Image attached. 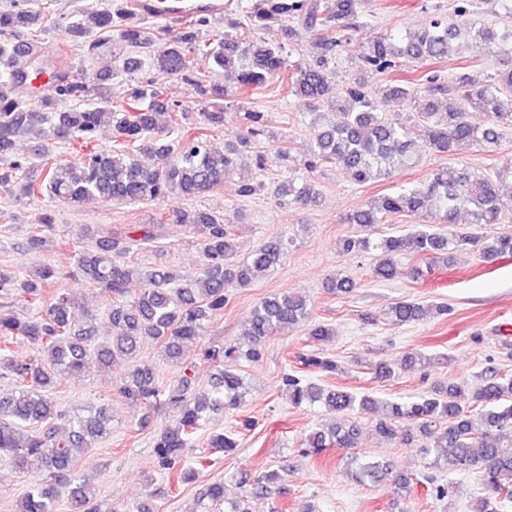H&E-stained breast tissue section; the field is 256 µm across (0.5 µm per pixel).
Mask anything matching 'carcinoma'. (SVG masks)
Instances as JSON below:
<instances>
[{"mask_svg": "<svg viewBox=\"0 0 512 512\" xmlns=\"http://www.w3.org/2000/svg\"><path fill=\"white\" fill-rule=\"evenodd\" d=\"M456 2L453 19L434 15L413 33L369 35L361 68L383 74L404 61L431 64L446 57L451 41L465 34L476 49L504 55L506 70L484 81L458 73L446 83L428 72L378 90L356 78L339 90L329 78V60L346 43L348 32L368 27L366 0H247L244 13L249 34L233 31L236 23L230 21L224 35L210 38L200 35L201 29L210 27L209 18L197 19L177 35L162 38L141 25L133 4L107 0L88 21L64 27L67 46L77 45L95 55L110 45L112 56L122 59V70L130 72L141 65L133 53L157 42L154 63L169 75L187 78L191 58L211 74L209 80L196 81L211 110L202 113V122L190 126L179 121L178 105L169 103L146 81L127 85L116 102L114 72L105 70L91 78L82 68L57 65L56 87L49 93L28 97L0 91V185L12 187L20 199L46 192L72 206L89 200L148 201L169 193L192 199L224 185L238 160L252 152L256 139L273 137L264 113L247 110L235 113L244 129L237 143L222 151L211 148L210 131L224 124L226 90L220 75L229 69L236 73L242 94L281 79L311 111L332 99L340 120L331 125L313 123V147L305 166L334 163L354 184L389 179L417 166L428 154L454 157L474 143L493 148L503 131L512 128V25L498 34L474 18L471 0ZM53 24L54 0H14L11 8L0 10V87L21 86L18 72L12 70L13 59L20 46H36L40 33ZM265 32L274 33L275 38L263 37ZM305 33L316 35L320 54L312 65L290 67L284 52ZM451 92L457 93L458 105L443 112L440 97ZM418 98L425 102V124L408 125L390 117ZM64 100L84 101L86 106L62 110L59 105ZM102 132L111 138L107 148L99 144ZM19 137L29 142L25 157L14 152ZM55 144L68 146L73 158L40 168L38 161ZM506 181L512 183V163L493 166L489 172L464 164L438 168L425 182L401 186L353 212L348 223L357 225L360 232L342 239L339 250L376 252L373 274L380 281L398 275L393 257L403 252L424 262L411 269L415 281L424 279L439 261L448 266L449 251L468 245L478 247L484 261L511 257L512 234L487 231L488 226L502 223L507 203L501 188ZM275 193L302 204L315 202L319 195L312 182L298 185L293 180L278 184ZM429 206L440 223L448 225V234L417 230L405 236L372 237L371 229L389 216L417 215ZM462 210L481 233L455 229ZM169 221L187 226L196 235L199 272L187 281L167 268L145 270L141 272L143 288L132 298L127 290L128 258L158 239L153 224H132L124 231L94 237L70 267L57 260L44 261L21 277L0 265V296H15L39 308L35 315L25 316L10 302L0 305V379L15 384L10 397H0V459H8L16 473L32 478L18 512H59L63 488L68 489L70 512H98L94 488L74 472L75 454L111 436V416L105 405L90 406L82 414L60 409L49 397L57 372L83 374L93 367L110 368L119 359L134 363L120 394L144 406L143 428L150 425L156 405L177 410L175 423L156 433L154 454L167 480L190 483L198 470L183 466L187 451L197 447L212 415L237 410L244 403V381L234 369L238 361L258 360L267 339L302 323L308 324V335L318 345L334 338L332 327L310 321L311 303L306 297H266L247 319V343L230 342L204 351V358L215 363L216 373L205 394L191 392L197 366L184 358L188 344L223 313L229 289L243 287L256 274L281 263L284 245L273 238L235 261V225L229 219L193 209L176 211ZM52 223L53 215L44 214L24 249L46 250L43 229ZM62 279L101 287L109 300V338L98 340L96 317L79 312L71 289L45 298L46 286ZM327 288L347 294L355 282L339 275L328 280ZM426 313L419 302L401 301L389 308L388 316L392 324L402 326L422 320ZM146 343L160 344L165 360L179 366L176 384L161 385L152 365L136 363ZM21 346L30 353H18L16 348ZM305 365L327 373L338 369L336 361L318 353L307 358ZM282 383L291 406L319 402L336 415L330 426L305 436L303 453L358 447L356 416L378 407L376 430L382 440L410 445L419 437L422 453L437 469L482 474L485 495L476 500L471 512H502L512 502V379L498 376L496 369L486 370L482 383L470 390L437 382L425 395L382 403L294 375L284 376ZM208 447L229 453L239 447V441L232 432L211 433ZM349 465L361 483L384 489L397 499L413 496L411 479L389 477L387 465L380 460L354 456ZM277 479L273 470L260 473L253 480L250 497H265ZM200 495L214 506L227 505L228 512H250L242 501L226 499L221 480L203 484Z\"/></svg>", "mask_w": 512, "mask_h": 512, "instance_id": "1", "label": "carcinoma"}]
</instances>
